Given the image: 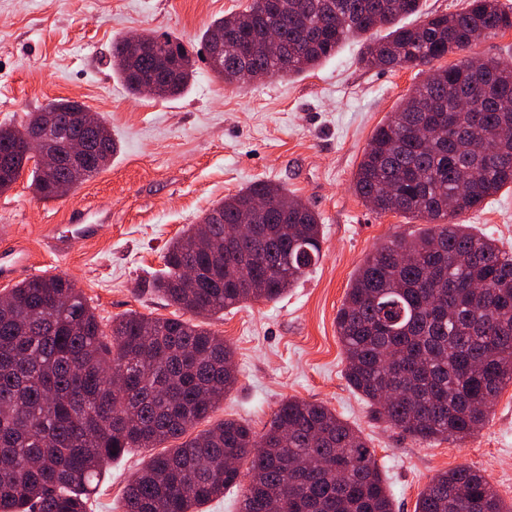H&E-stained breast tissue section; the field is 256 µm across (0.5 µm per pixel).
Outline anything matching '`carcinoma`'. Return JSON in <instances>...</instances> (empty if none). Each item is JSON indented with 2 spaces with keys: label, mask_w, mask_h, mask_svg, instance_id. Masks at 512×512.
Segmentation results:
<instances>
[{
  "label": "carcinoma",
  "mask_w": 512,
  "mask_h": 512,
  "mask_svg": "<svg viewBox=\"0 0 512 512\" xmlns=\"http://www.w3.org/2000/svg\"><path fill=\"white\" fill-rule=\"evenodd\" d=\"M421 14L420 0H252L241 14L213 20L201 43L214 75L228 84L300 74L336 55L353 35L387 34L365 45L368 69L428 68L427 78L390 121L374 131L353 181L379 214L432 225L396 235L359 267L336 313L344 376L377 420L421 443H461L485 425L512 384V253L456 217L512 187V65L467 59L481 36L512 30V6L467 0L455 13ZM112 67L129 93L162 76L160 97L183 93L196 74L177 37H121ZM52 151L70 157L74 136L95 139L86 161L34 165L42 199L77 187L109 166L117 143L102 118L97 131L74 122L83 104L60 99ZM19 126L0 124V192L30 156ZM279 239L226 244L225 226L252 212ZM224 222L191 224L166 247L155 290L191 315L129 312L103 326L82 289L66 276L25 279L0 302V512H87L110 462L130 448L163 450L128 480L124 512H199L242 485L241 512H394L388 486L362 433L328 407L290 398L265 430L225 419L196 434L236 384L233 351L202 319L251 301H275L317 264L320 218L283 186L258 181L213 206ZM415 512H512L478 470L435 475Z\"/></svg>",
  "instance_id": "1"
}]
</instances>
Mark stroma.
Wrapping results in <instances>:
<instances>
[{
    "instance_id": "stroma-1",
    "label": "stroma",
    "mask_w": 512,
    "mask_h": 512,
    "mask_svg": "<svg viewBox=\"0 0 512 512\" xmlns=\"http://www.w3.org/2000/svg\"><path fill=\"white\" fill-rule=\"evenodd\" d=\"M251 0H0V124H20L48 101L69 98L98 113L119 149L110 166L55 200L39 199L29 175L0 193V254L26 248L30 276L74 279L102 322L135 310L173 318L179 311L152 288L169 241L210 208L253 182L283 184L320 217L322 256L274 302H248L207 320L234 350L235 388L210 422L236 419L263 431L284 400L334 409L367 438L395 512H414L438 472L480 470L512 503V385L473 436L423 444L375 420L344 377L336 312L367 255L422 220L380 214L352 188L375 128L425 75L416 69L364 68L365 40L347 39L315 69L284 78L227 85L196 56V76L178 97L133 96L112 69V42L133 33L168 34L199 44L216 18ZM75 209L109 217L91 240L67 255L45 250L48 226L65 227ZM460 223L512 252V189ZM151 455L136 448L112 461L89 512H123V490Z\"/></svg>"
}]
</instances>
